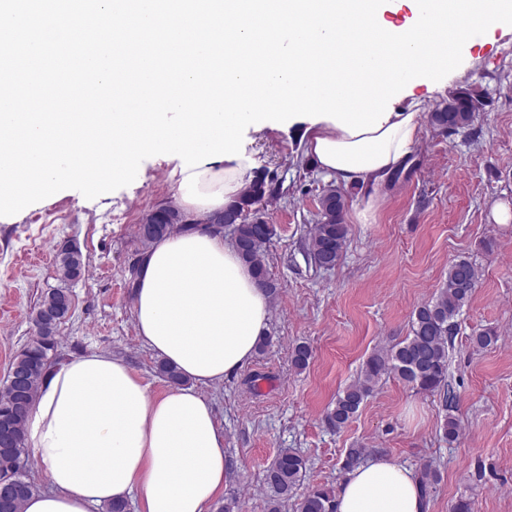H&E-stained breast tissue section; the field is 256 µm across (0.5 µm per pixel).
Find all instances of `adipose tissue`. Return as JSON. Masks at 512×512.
Listing matches in <instances>:
<instances>
[{"label": "adipose tissue", "mask_w": 512, "mask_h": 512, "mask_svg": "<svg viewBox=\"0 0 512 512\" xmlns=\"http://www.w3.org/2000/svg\"><path fill=\"white\" fill-rule=\"evenodd\" d=\"M421 115L398 108L377 131L350 136L329 121L305 128L307 154L348 188H362L353 215L373 223L380 189L419 143ZM179 208L192 231L145 251L133 316L142 346L186 379L160 394L128 364L92 352L57 365L42 381L27 420L31 451L50 489L23 512H94L130 500L136 512H210L227 488L224 429L198 391L223 383L253 359L271 303L221 227L208 219L244 186L237 160L179 174ZM335 512H429L418 474L385 456L347 473Z\"/></svg>", "instance_id": "adipose-tissue-1"}]
</instances>
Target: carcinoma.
I'll use <instances>...</instances> for the list:
<instances>
[{"label":"carcinoma","mask_w":512,"mask_h":512,"mask_svg":"<svg viewBox=\"0 0 512 512\" xmlns=\"http://www.w3.org/2000/svg\"><path fill=\"white\" fill-rule=\"evenodd\" d=\"M484 106L482 92L464 88L430 112L429 122L440 130L465 129ZM277 193L264 176L256 175L233 204L210 219L232 229L241 257L252 266L258 286L271 296L277 293V286L268 276L265 252L274 236V226L264 219L257 206ZM319 203L320 221L310 232L308 248L314 263L328 269L336 266L344 254L348 235V225L344 223L346 194L330 185L323 190ZM187 228L182 212L167 205L149 211L137 233L140 241L149 246ZM89 264V257L75 245H64L58 251L57 270L65 286L52 288L41 296L31 314L34 334L15 355L12 375L0 387V485L10 484L12 500L8 512H22L24 500L38 491L28 475L26 422L42 379L52 366L58 328L72 310L71 291L66 284L80 279ZM477 283L471 262L459 259L451 263L440 292L414 310L409 336L372 352L357 380L336 397L325 417L327 426L336 431L346 427L385 377L393 376L421 393L442 391L448 382V348L456 319L471 300ZM310 356L308 345H296L291 355L294 367L305 369ZM305 472L302 455L290 448L280 450L264 475L266 512H282L293 500ZM420 475L422 491L428 495L439 483L440 473L432 464L425 463ZM334 498L330 488H313L300 498L296 512H334Z\"/></svg>","instance_id":"carcinoma-1"}]
</instances>
